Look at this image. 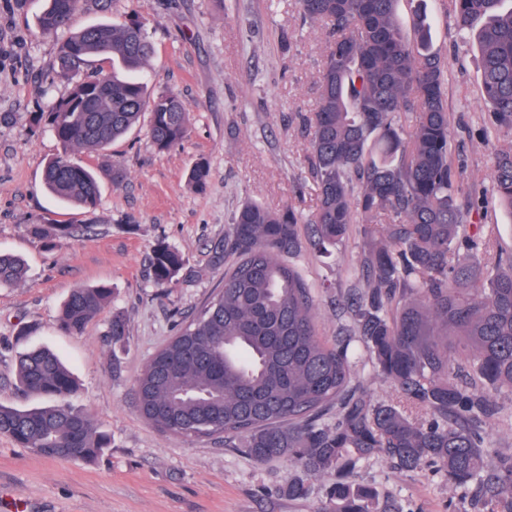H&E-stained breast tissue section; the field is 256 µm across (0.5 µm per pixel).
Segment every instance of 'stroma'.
I'll return each mask as SVG.
<instances>
[{
  "instance_id": "obj_1",
  "label": "stroma",
  "mask_w": 512,
  "mask_h": 512,
  "mask_svg": "<svg viewBox=\"0 0 512 512\" xmlns=\"http://www.w3.org/2000/svg\"><path fill=\"white\" fill-rule=\"evenodd\" d=\"M421 6L433 46L448 61V119L464 190L491 193L495 158L512 149V131L487 125L479 53L451 26L453 0ZM421 6L400 0L405 30ZM43 8L44 0H0V251L28 265L24 282L0 287V403L37 405L16 387V356L50 347L78 381L70 404L88 412L111 444L93 462L55 460L0 436V512H319L338 472L309 477L307 498L289 497V483L301 475L296 465L256 464L220 435H165L139 414L134 397L151 356L221 284L233 212L250 200L313 212L310 135L300 117L317 105L322 27L304 23L295 0H112L110 21L135 15L151 32L149 79L156 92L185 101L190 133L165 153L153 148L143 126L103 152L72 151L74 162L100 178L99 205L88 216L45 189L44 168L62 146L32 118L69 91L56 68L60 43L99 15L77 11L69 30L45 34L35 25ZM284 29L292 36L287 51L279 45ZM201 158L209 176L199 192L188 186L187 173ZM114 167L121 171L116 182L109 175ZM44 222L82 230L52 241L30 234V225ZM160 241L184 258L165 288L154 284L150 265ZM360 248L350 237L331 258L305 250L289 259L310 286L317 333L331 344L354 327L346 304L360 277ZM98 284L112 289L108 305L82 334L63 331L59 309L70 290ZM117 312L127 335L116 345L108 327ZM351 345L366 399L393 400L396 386L361 352L360 340ZM494 402L497 411L484 425L490 450L512 455V393L495 394ZM353 476L403 512H477L473 491L450 489L431 467L405 472L376 453L359 460Z\"/></svg>"
}]
</instances>
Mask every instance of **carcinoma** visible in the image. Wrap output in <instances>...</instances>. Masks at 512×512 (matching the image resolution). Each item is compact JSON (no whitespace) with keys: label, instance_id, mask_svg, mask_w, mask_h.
<instances>
[{"label":"carcinoma","instance_id":"obj_1","mask_svg":"<svg viewBox=\"0 0 512 512\" xmlns=\"http://www.w3.org/2000/svg\"><path fill=\"white\" fill-rule=\"evenodd\" d=\"M399 0H296L304 21L326 36L317 106L302 118L311 132L309 170L317 205L305 217L249 202L224 235V284L151 357L137 379V408L159 431L200 438L224 435L262 464L286 458L306 475L344 471L383 453L400 469L424 464L455 488L478 489V512H512V456L484 447L492 394L512 392V257L493 236L466 230L483 201L462 193L448 121V62L433 49L430 25L416 11L413 32L399 21ZM110 0H46L36 25L66 28L82 8L106 13ZM454 28L471 32L481 53V94L488 123L512 130V0H455ZM154 54L145 24L129 17L70 34L57 54L68 95L46 121L63 148L44 170L45 187L87 213L100 200L99 177L73 162L71 150L102 151L149 115L153 147L166 152L189 135L186 104L153 93L136 77ZM91 57L112 75L87 72ZM209 168L188 172L198 191ZM493 195L512 213V151L497 158ZM309 233H301V225ZM43 239L68 237L74 224H31ZM366 288L350 305L364 349L379 374L399 390L393 403L373 404L356 384L348 344L322 341L314 300L288 257L307 247L333 253L352 233ZM164 287L184 266L165 242L151 257ZM24 260L0 253V286L21 283ZM106 285L77 287L59 322L84 332L106 304ZM18 389L43 399L19 409L0 403V435L53 459L90 461L110 445L86 412L68 401L75 380L60 357L31 348L16 362ZM339 409L336 424L325 411ZM322 512H402L347 480L332 489Z\"/></svg>","mask_w":512,"mask_h":512}]
</instances>
